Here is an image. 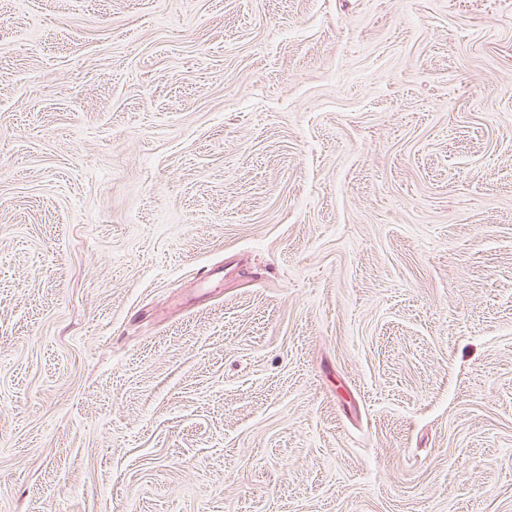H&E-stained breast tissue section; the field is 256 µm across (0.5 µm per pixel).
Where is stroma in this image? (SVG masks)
<instances>
[{"instance_id": "obj_1", "label": "stroma", "mask_w": 512, "mask_h": 512, "mask_svg": "<svg viewBox=\"0 0 512 512\" xmlns=\"http://www.w3.org/2000/svg\"><path fill=\"white\" fill-rule=\"evenodd\" d=\"M0 512H512V0H0Z\"/></svg>"}]
</instances>
